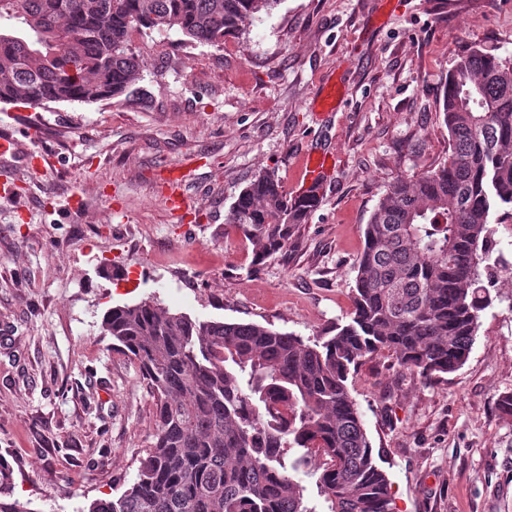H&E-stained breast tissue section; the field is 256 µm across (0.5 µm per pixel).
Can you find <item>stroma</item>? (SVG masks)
Masks as SVG:
<instances>
[{"mask_svg":"<svg viewBox=\"0 0 512 512\" xmlns=\"http://www.w3.org/2000/svg\"><path fill=\"white\" fill-rule=\"evenodd\" d=\"M147 67L92 104L0 103V456L32 512H85L136 479L156 398L102 322L153 300L201 320L310 338L345 323L373 211L449 153L442 101L469 50L512 56V0H280L223 45L133 35ZM335 111L314 102L331 83ZM38 126L39 139L26 130ZM333 156L322 203L252 266L227 224L262 171L288 193ZM41 156L42 172L29 165ZM495 288L466 363L427 380L388 353L349 379L395 512H512V223L492 227Z\"/></svg>","mask_w":512,"mask_h":512,"instance_id":"stroma-1","label":"stroma"}]
</instances>
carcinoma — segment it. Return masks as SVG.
<instances>
[{
	"label": "carcinoma",
	"instance_id": "carcinoma-1",
	"mask_svg": "<svg viewBox=\"0 0 512 512\" xmlns=\"http://www.w3.org/2000/svg\"><path fill=\"white\" fill-rule=\"evenodd\" d=\"M278 2L0 0V102L116 99L146 67L130 48L133 31L221 45ZM442 112L448 160L396 180L372 213L346 323L305 339L256 322L200 321L152 300L104 316V332L157 396L156 429L131 487L87 512H318L290 475L313 456L327 512H394L349 375L383 351L425 378L468 359L498 279L489 224L512 219V59L469 51L448 76ZM320 204L263 171L228 223L259 264L288 248ZM11 483L0 457V512H35L7 500Z\"/></svg>",
	"mask_w": 512,
	"mask_h": 512
}]
</instances>
